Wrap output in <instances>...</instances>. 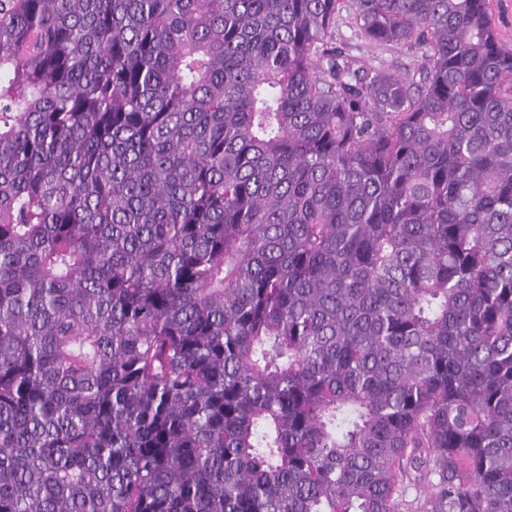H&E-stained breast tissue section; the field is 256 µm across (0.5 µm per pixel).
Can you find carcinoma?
Masks as SVG:
<instances>
[{"label":"carcinoma","mask_w":512,"mask_h":512,"mask_svg":"<svg viewBox=\"0 0 512 512\" xmlns=\"http://www.w3.org/2000/svg\"><path fill=\"white\" fill-rule=\"evenodd\" d=\"M412 474L512 512L490 0H0V512H399ZM336 43L356 56H361L375 67L406 73L424 63L425 50L406 46L374 45L357 32L351 16L343 12L336 24Z\"/></svg>","instance_id":"cac0c4a2"}]
</instances>
